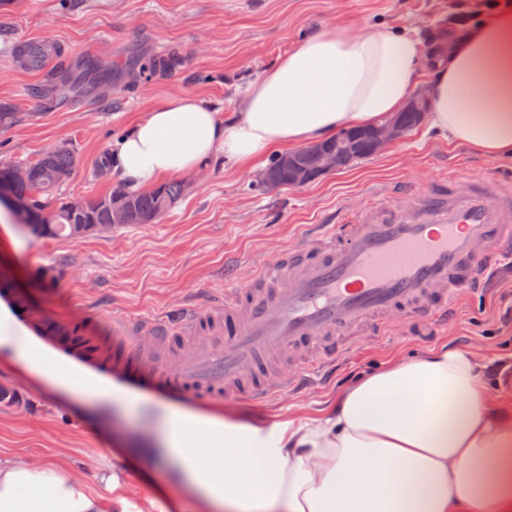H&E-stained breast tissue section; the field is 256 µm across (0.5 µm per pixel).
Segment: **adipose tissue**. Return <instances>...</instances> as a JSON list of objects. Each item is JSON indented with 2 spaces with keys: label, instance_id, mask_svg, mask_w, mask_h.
<instances>
[{
  "label": "adipose tissue",
  "instance_id": "1",
  "mask_svg": "<svg viewBox=\"0 0 512 512\" xmlns=\"http://www.w3.org/2000/svg\"><path fill=\"white\" fill-rule=\"evenodd\" d=\"M421 31L344 26L311 36L253 82L236 112L192 95L155 107L112 146L111 178L142 188L217 161L257 168L271 153L382 124L419 84L429 131L512 155V0L425 68ZM490 360L448 343L400 353L341 388L310 422L255 420L222 407L147 402L139 455L167 466L184 499L135 500L119 470L97 488L46 462L0 458V512H512V393L491 398ZM99 418L124 387L48 348L0 303V370Z\"/></svg>",
  "mask_w": 512,
  "mask_h": 512
}]
</instances>
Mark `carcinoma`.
Returning <instances> with one entry per match:
<instances>
[{
    "mask_svg": "<svg viewBox=\"0 0 512 512\" xmlns=\"http://www.w3.org/2000/svg\"><path fill=\"white\" fill-rule=\"evenodd\" d=\"M10 59L20 69L33 74L44 73L52 62H58L57 69L49 75V84L31 89L34 96L50 91L72 96L90 94L99 88L106 74V64L100 58L85 56L73 64L68 63L64 59V50L60 44L50 40L17 41L11 46ZM180 62L181 58L174 52L147 59L133 54L128 60V67L139 70L141 78L146 79L157 72L170 71ZM20 122V113L14 107L0 104V131ZM345 139L351 141L352 152L357 159L371 157L369 143L348 135L346 129L338 132L330 142L334 144ZM77 163L78 156L72 146L62 143L54 146L50 157L40 156L35 161L26 163L25 167L30 175L25 179L12 177L13 165H0V186L29 203L32 223L38 225L35 232L37 237H67L73 224L83 225L85 233L88 234L103 224L112 223L113 212L118 207L128 210L130 223L151 224L158 214L170 209L183 193L181 184L170 182L136 193L118 189L88 201L84 210L77 213L69 210L68 201L63 197L57 198L54 209H48L46 197L56 193L66 183L63 176L72 174Z\"/></svg>",
    "mask_w": 512,
    "mask_h": 512,
    "instance_id": "carcinoma-1",
    "label": "carcinoma"
}]
</instances>
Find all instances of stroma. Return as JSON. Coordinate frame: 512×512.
Instances as JSON below:
<instances>
[{
  "label": "stroma",
  "mask_w": 512,
  "mask_h": 512,
  "mask_svg": "<svg viewBox=\"0 0 512 512\" xmlns=\"http://www.w3.org/2000/svg\"><path fill=\"white\" fill-rule=\"evenodd\" d=\"M491 0H0V103L24 121L0 131V162H29L59 143L78 149L79 163L62 187L67 199L92 200L119 189L100 176L102 154L146 112L170 96L203 98L222 113L235 111L248 84L308 36L341 24L369 31L420 29L453 13L478 23ZM49 39L67 57L99 55L122 68L127 54L176 49L174 71L147 82L121 79L104 97L52 103L31 96L43 81L9 59L5 47L23 39ZM469 174L512 175V158H493L452 144L419 125L383 154L332 172L302 187L258 191L256 171L211 163L182 176L184 192L152 224L92 232L80 239H38L17 227L19 248L0 261V301L19 307L35 336L45 323L82 325L105 347L116 316L156 317L189 301L223 293L224 270L249 277L255 261L295 243L305 225L331 222L338 207L363 209L391 196L400 181ZM386 342L369 341L338 364L316 391L259 406L225 397L224 409L298 422L318 418L336 389L353 373L409 350L428 351L449 342L490 357L512 355V275L490 293L462 300L455 321L436 330L427 321L398 323ZM14 404L0 403V456L22 461L64 459L68 470L95 485L102 465L127 468L133 497L178 496L157 469L133 468L131 443L144 436L138 398L170 401V394L132 385V399L113 408L100 425L91 407L61 403L19 374L0 375Z\"/></svg>",
  "instance_id": "35a3bbf8"
}]
</instances>
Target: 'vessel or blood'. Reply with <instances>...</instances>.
<instances>
[{
    "mask_svg": "<svg viewBox=\"0 0 512 512\" xmlns=\"http://www.w3.org/2000/svg\"><path fill=\"white\" fill-rule=\"evenodd\" d=\"M403 192L406 208L344 209L247 281L228 269L206 305L113 320L111 352L93 342L72 352L171 393L263 402L329 378L365 329L397 317L446 328L489 270H512V183L483 176L461 190L452 177Z\"/></svg>",
    "mask_w": 512,
    "mask_h": 512,
    "instance_id": "obj_1",
    "label": "vessel or blood"
}]
</instances>
